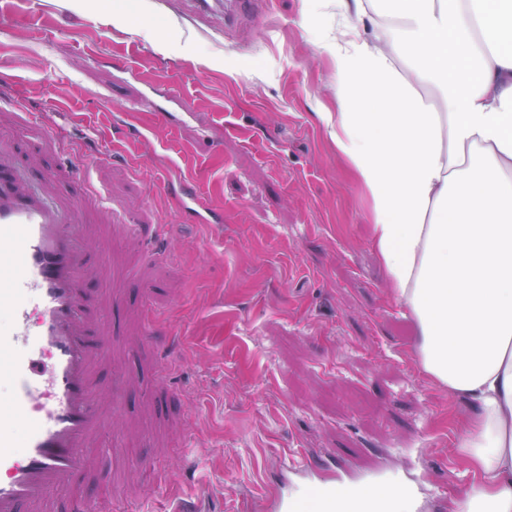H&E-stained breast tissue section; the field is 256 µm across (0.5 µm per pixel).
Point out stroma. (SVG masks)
<instances>
[{
    "mask_svg": "<svg viewBox=\"0 0 512 512\" xmlns=\"http://www.w3.org/2000/svg\"><path fill=\"white\" fill-rule=\"evenodd\" d=\"M50 2L34 26L0 16V77L19 109L63 112L98 135L99 153L61 190L86 180L118 216L183 227L162 255L114 247L142 273L113 315L150 302L181 338L170 381L185 396L160 395L151 413L131 388L108 440L140 421L122 442L129 459L181 472L184 496L213 512H263L281 484L312 512L321 493L384 478L407 479L417 512H452L462 479L448 416L464 407L420 373L413 318L388 297L366 238L368 202L317 118L336 105L318 52L332 18L305 25L301 0H265L226 31L190 20L188 0ZM175 166L223 206L222 226L185 224L169 197ZM123 488L130 512L172 505L166 489L117 478L108 453L76 491Z\"/></svg>",
    "mask_w": 512,
    "mask_h": 512,
    "instance_id": "obj_1",
    "label": "stroma"
}]
</instances>
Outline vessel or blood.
<instances>
[{
  "mask_svg": "<svg viewBox=\"0 0 512 512\" xmlns=\"http://www.w3.org/2000/svg\"><path fill=\"white\" fill-rule=\"evenodd\" d=\"M196 17L234 25L250 14L256 0H191ZM91 188L78 195L59 194L54 174L32 182L18 166L6 133H0V308L12 317L0 329V384L12 388L0 424H22L23 441L0 433V512H53L54 495H69V512H101L98 501L74 488L98 459L106 427L97 379L112 350L115 327L110 313L122 297V283L136 271L125 263L105 267L85 253L89 239L144 240L139 224H116L104 207L89 210ZM202 224L224 221L222 209L189 193L184 204ZM104 279L100 305L87 309L79 297L81 282ZM143 345H164L152 377L162 378L180 347V339L140 310L132 327ZM133 372L112 363V395L133 387Z\"/></svg>",
  "mask_w": 512,
  "mask_h": 512,
  "instance_id": "obj_1",
  "label": "vessel or blood"
}]
</instances>
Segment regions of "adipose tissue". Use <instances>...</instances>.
Here are the masks:
<instances>
[{
    "label": "adipose tissue",
    "instance_id": "ef3b65f1",
    "mask_svg": "<svg viewBox=\"0 0 512 512\" xmlns=\"http://www.w3.org/2000/svg\"><path fill=\"white\" fill-rule=\"evenodd\" d=\"M330 11L321 45L335 109L318 117L369 201L367 237L409 310L420 371L452 418L455 512H512V0H302ZM443 88L442 108L422 92ZM324 512H412L359 487Z\"/></svg>",
    "mask_w": 512,
    "mask_h": 512
}]
</instances>
